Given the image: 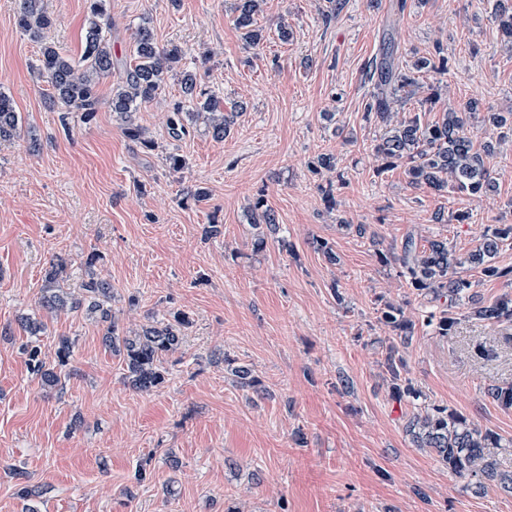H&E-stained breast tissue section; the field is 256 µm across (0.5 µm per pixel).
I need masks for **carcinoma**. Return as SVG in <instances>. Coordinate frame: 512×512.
I'll use <instances>...</instances> for the list:
<instances>
[{"label":"carcinoma","mask_w":512,"mask_h":512,"mask_svg":"<svg viewBox=\"0 0 512 512\" xmlns=\"http://www.w3.org/2000/svg\"><path fill=\"white\" fill-rule=\"evenodd\" d=\"M18 2L16 24L31 40L41 44L40 73L52 89L51 97L64 111L79 113L84 122L94 120L102 104L100 81L118 70L120 81L112 90L108 105L128 139L153 148V142L144 137L137 114L142 105L156 98L170 77L177 78L183 97V101L174 104L167 118L172 139L189 136L190 129L200 120L208 123L217 140L229 131L233 117L222 113V102L198 89L194 74L180 69L184 57L181 45L175 42L159 45L151 29L142 25L135 34L132 60L119 65L112 57L110 39L103 31V27L110 26V0H89L91 22L78 60L43 42L45 30L54 23L44 0ZM263 3L264 0H238L236 7L235 25L242 31L246 44L253 48L263 39L255 20L262 12ZM495 18L503 32L512 37V0H496ZM447 68L445 57H419L406 71L398 73L383 62L376 65L378 81L364 112L366 121L385 128L372 147L380 162L376 172L380 174L400 166L415 186H426L437 192L452 189L469 197L486 196L497 190L489 167L495 150L491 141L475 144L468 130L469 119L478 109L477 101H471L463 112L450 109L431 123L419 114L397 117V106L413 96L418 87L415 74L442 73ZM482 123L491 132L511 133L512 113L488 112L483 115ZM21 132L18 112L11 99L0 92V141L19 139ZM251 219L255 226L276 229V217L261 199L255 203ZM508 240H512V224H493L482 234L475 250L459 256L446 240L431 239L420 245L409 235L401 253L389 256L381 253L379 259L386 265H398L399 276L418 294L443 303L439 315L429 316L428 324L439 335L446 336L457 324L454 308L464 298L470 303V317L490 325L512 322V297L485 303L472 292L473 281L469 279L471 272L478 273L482 279L508 275L509 271L494 262L500 247ZM63 270L61 261L49 263L38 301L39 313L19 319L27 333L19 351L29 372L49 389L61 384V374L73 352V340L66 335L56 336L55 362H47L40 344V336L47 328L44 318L80 313L104 326L102 345L122 361L125 379L132 388L150 392L160 387L165 382V362L183 346L185 329L189 327L187 317L176 313L171 321L121 332L112 315V283L101 276H91L81 282L79 292H71L59 287ZM377 314L378 321L390 327L395 335H412L413 324L400 309L386 304ZM382 367L391 381L394 399H425L406 377V366L396 345L385 349ZM487 396L502 408H512V384L492 387L487 390ZM408 431L418 447L430 449L448 467V472L475 481V490L493 481L512 492V475L500 470L494 452L502 447L501 438L493 431L475 425L461 413L432 404L423 406L409 420Z\"/></svg>","instance_id":"carcinoma-1"}]
</instances>
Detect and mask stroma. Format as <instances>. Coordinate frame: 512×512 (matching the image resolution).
Segmentation results:
<instances>
[{
	"label": "stroma",
	"mask_w": 512,
	"mask_h": 512,
	"mask_svg": "<svg viewBox=\"0 0 512 512\" xmlns=\"http://www.w3.org/2000/svg\"><path fill=\"white\" fill-rule=\"evenodd\" d=\"M17 3L0 0V92L25 132L0 143V512H23L14 468L38 492L39 512H512L511 492L490 482L474 493L416 447L407 424L418 406L390 394L380 358L394 336L376 320L380 304L403 309L414 323L400 347L413 385L499 434L501 468L512 472V409L486 395L512 384V324L496 331L498 358L484 361L475 347L495 332L468 318L466 303L453 332L437 335L424 322L432 304L378 259L411 234L465 254L487 225L512 224V136L490 159L497 194L472 198L413 187L400 167L377 173L371 147L383 129L363 119L368 66L390 38L399 69L438 50L448 59L445 74L418 76L444 86L427 121L472 99L512 112V40L492 18L495 0H266L255 49L234 26L235 0H111L113 57L128 59L147 25L159 44H181L202 88L241 106L224 139L199 125L173 140L167 116L181 95L169 79L138 114L152 150L126 138L106 104L85 123L50 103ZM45 6L48 41L79 57L88 0ZM171 152L183 170L169 168ZM325 154L335 170L317 169ZM197 187L204 202L186 197ZM260 199L279 228L257 253L250 215ZM439 211L449 222L435 221ZM459 211L465 222L454 221ZM90 257L112 282L122 325L188 317L163 387L130 388L102 325L76 315L49 320L41 338L49 356L55 336L75 341L63 393L29 373L19 317L37 311L51 260H63V285L76 289ZM229 357L257 388L235 382Z\"/></svg>",
	"instance_id": "35a3bbf8"
}]
</instances>
